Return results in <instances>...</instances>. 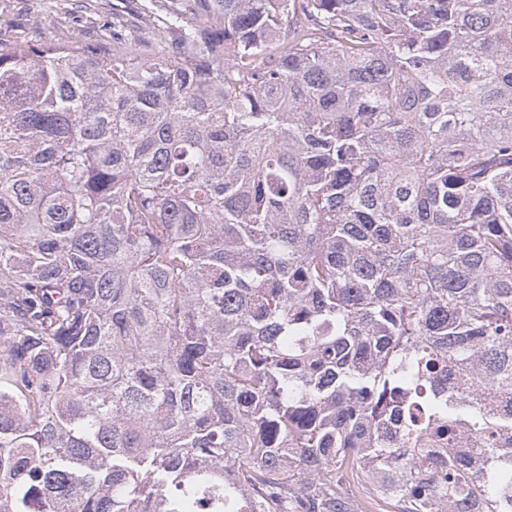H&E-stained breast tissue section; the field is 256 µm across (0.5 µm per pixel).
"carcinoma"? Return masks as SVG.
Segmentation results:
<instances>
[{"mask_svg":"<svg viewBox=\"0 0 512 512\" xmlns=\"http://www.w3.org/2000/svg\"><path fill=\"white\" fill-rule=\"evenodd\" d=\"M142 10L0 39V512H512V0Z\"/></svg>","mask_w":512,"mask_h":512,"instance_id":"obj_1","label":"carcinoma"}]
</instances>
